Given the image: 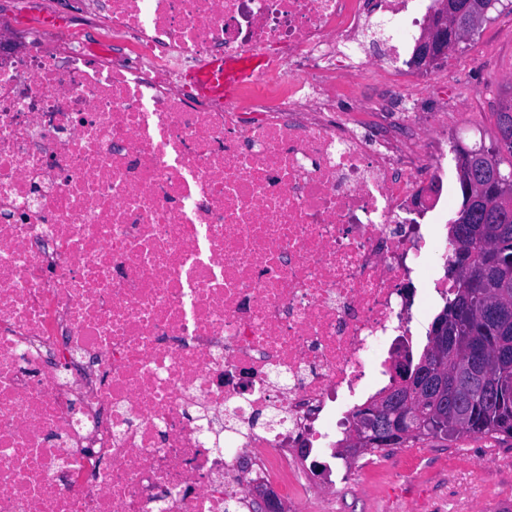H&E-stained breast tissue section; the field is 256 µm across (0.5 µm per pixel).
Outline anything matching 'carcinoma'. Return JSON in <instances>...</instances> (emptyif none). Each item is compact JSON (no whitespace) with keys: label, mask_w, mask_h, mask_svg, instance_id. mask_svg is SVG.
I'll return each instance as SVG.
<instances>
[{"label":"carcinoma","mask_w":512,"mask_h":512,"mask_svg":"<svg viewBox=\"0 0 512 512\" xmlns=\"http://www.w3.org/2000/svg\"><path fill=\"white\" fill-rule=\"evenodd\" d=\"M496 0H448L453 10H465L484 17ZM467 241L455 234L461 246L456 248L453 262H464L471 255L467 276L452 278L450 297L433 323L448 321V339L440 344L435 330L428 333V348L421 355L432 368H440L444 376L434 375L417 394V411L424 420L448 422V431L439 432L426 425L424 430L402 438L394 436L389 447L399 448L411 440L441 437L460 440L472 435L501 440L512 438V288H499L488 281L479 282L477 268L487 264L495 255L487 250L492 242L495 250L512 256V222L509 224H467ZM504 302L509 314L503 322L492 325L481 320L480 314L488 299ZM482 350L484 377L482 384L468 386L456 376L459 366L467 362L474 348Z\"/></svg>","instance_id":"carcinoma-1"}]
</instances>
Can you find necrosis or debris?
<instances>
[{"mask_svg":"<svg viewBox=\"0 0 512 512\" xmlns=\"http://www.w3.org/2000/svg\"><path fill=\"white\" fill-rule=\"evenodd\" d=\"M65 2L0 17V512H306L453 254L456 115L381 76L434 0ZM216 57L261 64L199 97ZM251 497L258 512H283V504L277 493L267 485L257 483L252 486Z\"/></svg>","mask_w":512,"mask_h":512,"instance_id":"4bbe7bcc","label":"necrosis or debris"}]
</instances>
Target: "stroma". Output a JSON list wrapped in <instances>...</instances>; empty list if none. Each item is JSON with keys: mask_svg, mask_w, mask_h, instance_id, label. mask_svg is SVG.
Listing matches in <instances>:
<instances>
[{"mask_svg": "<svg viewBox=\"0 0 512 512\" xmlns=\"http://www.w3.org/2000/svg\"><path fill=\"white\" fill-rule=\"evenodd\" d=\"M426 74L420 109L472 99L469 126L454 144L490 146L497 114L512 100V0H496L482 23ZM361 461L356 483L314 500L311 512H473L482 502L490 512H512V440L429 437Z\"/></svg>", "mask_w": 512, "mask_h": 512, "instance_id": "35a3bbf8", "label": "stroma"}]
</instances>
